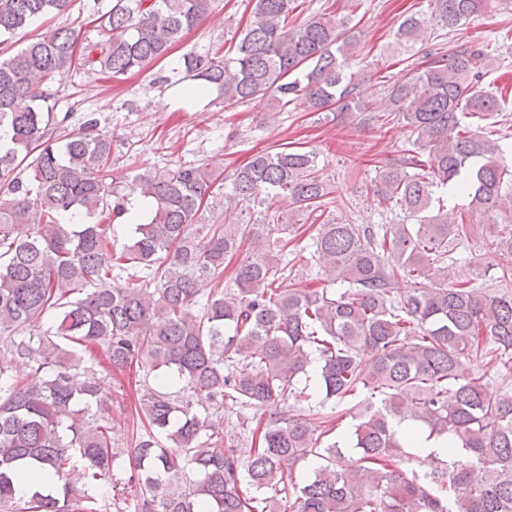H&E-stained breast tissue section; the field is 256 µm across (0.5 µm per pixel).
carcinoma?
I'll return each mask as SVG.
<instances>
[{
	"label": "carcinoma",
	"instance_id": "obj_1",
	"mask_svg": "<svg viewBox=\"0 0 512 512\" xmlns=\"http://www.w3.org/2000/svg\"><path fill=\"white\" fill-rule=\"evenodd\" d=\"M211 0H112L100 16L109 36L77 47L68 27L48 29L0 60V508L16 503L15 485L45 473L24 512H111L112 397L86 374L82 350L100 346L104 372L147 355L150 370L173 377L143 384L140 420L147 429L128 451L133 512H512V392L483 376H464L463 362L494 357L512 371V297L492 296L468 281L448 282L450 245L466 223L434 211V195L463 192L468 211L494 221V252L512 255V165L499 141L471 118L503 111L505 100L474 90L494 60L487 46L451 54L429 49L425 64L388 90L411 132L413 149L383 169L374 193L398 224L319 225L302 265L337 276L327 291L282 288L288 233L275 204L313 213L333 193L317 155L284 144L237 168L231 190L216 198V175L203 165L157 168L146 162L128 183L110 174L112 137L87 119L62 145L50 142L57 116L50 88L78 64L121 81L170 54L198 26ZM428 16L412 14L395 31L405 44L428 31L451 30L489 0H430ZM251 18L233 52L183 55L171 76L216 90L227 103L258 104L277 113L301 100L314 112L365 111L349 61L358 40L353 14L310 16L295 28V0H251ZM71 0H0V38L69 10ZM27 176L16 173L19 167ZM148 210L133 215L134 202ZM260 207L252 224H209L206 213ZM116 224L133 226L113 247ZM253 249L224 288V260L244 242ZM132 285L117 283L114 270ZM440 278L432 288L393 294L399 274ZM209 276L216 288L199 296ZM76 294L78 298L71 299ZM54 313L52 325L40 321ZM31 375L13 372L15 359ZM316 367L324 406L355 404L352 430L322 446L316 418L284 415L265 425L237 423L251 435L245 452L224 438V403L254 412L316 394L297 377ZM207 405L195 406V399ZM451 435L439 467L419 474L398 466L410 440L395 425ZM170 445L164 446L161 439ZM359 455L341 470L343 450ZM316 462L302 484L284 468ZM191 469L197 479L183 484ZM482 471L473 480L472 470Z\"/></svg>",
	"mask_w": 512,
	"mask_h": 512
}]
</instances>
